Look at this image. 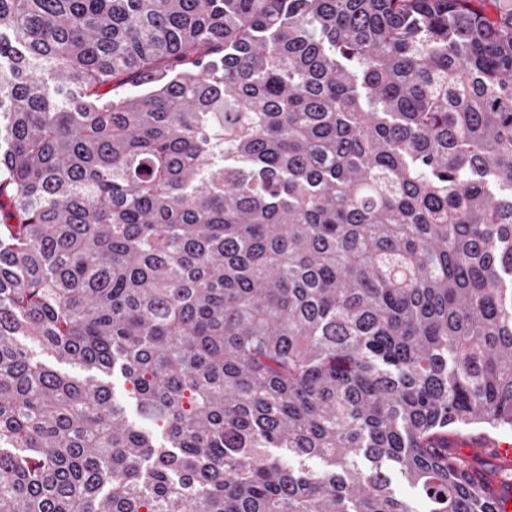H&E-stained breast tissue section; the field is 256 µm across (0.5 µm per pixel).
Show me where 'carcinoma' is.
Masks as SVG:
<instances>
[{"instance_id":"cac0c4a2","label":"carcinoma","mask_w":512,"mask_h":512,"mask_svg":"<svg viewBox=\"0 0 512 512\" xmlns=\"http://www.w3.org/2000/svg\"><path fill=\"white\" fill-rule=\"evenodd\" d=\"M473 424L512 0H0V512H499Z\"/></svg>"}]
</instances>
